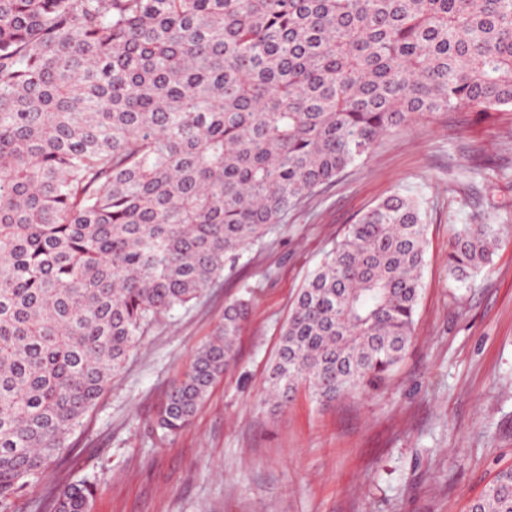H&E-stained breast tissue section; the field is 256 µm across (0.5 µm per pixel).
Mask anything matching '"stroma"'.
<instances>
[{
  "instance_id": "1",
  "label": "stroma",
  "mask_w": 512,
  "mask_h": 512,
  "mask_svg": "<svg viewBox=\"0 0 512 512\" xmlns=\"http://www.w3.org/2000/svg\"><path fill=\"white\" fill-rule=\"evenodd\" d=\"M421 200L427 254L413 342L380 387L287 406L265 399L280 335L308 277L348 224L393 191ZM512 225V108L435 112L383 137L198 299L144 336L44 474L0 512H53L92 482L91 512H469L512 467V234L457 281L461 225ZM248 294L233 365L175 434L154 415L195 353Z\"/></svg>"
}]
</instances>
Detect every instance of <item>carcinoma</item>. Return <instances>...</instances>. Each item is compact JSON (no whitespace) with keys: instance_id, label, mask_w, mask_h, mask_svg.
Listing matches in <instances>:
<instances>
[{"instance_id":"1","label":"carcinoma","mask_w":512,"mask_h":512,"mask_svg":"<svg viewBox=\"0 0 512 512\" xmlns=\"http://www.w3.org/2000/svg\"><path fill=\"white\" fill-rule=\"evenodd\" d=\"M512 106V0H0V502L43 474L147 329L378 140ZM504 224H464L460 281ZM426 224L394 192L310 275L266 380L285 406L384 382L412 342ZM169 391L190 424L248 316ZM93 485L54 512H89ZM471 512H512V468Z\"/></svg>"}]
</instances>
